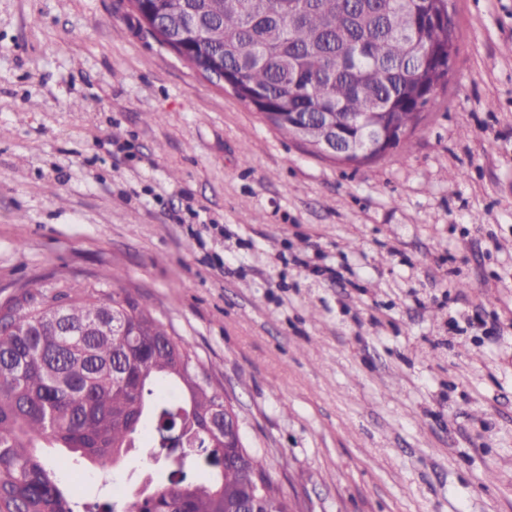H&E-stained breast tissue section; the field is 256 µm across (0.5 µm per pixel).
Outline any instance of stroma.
<instances>
[{
	"instance_id": "stroma-1",
	"label": "stroma",
	"mask_w": 512,
	"mask_h": 512,
	"mask_svg": "<svg viewBox=\"0 0 512 512\" xmlns=\"http://www.w3.org/2000/svg\"><path fill=\"white\" fill-rule=\"evenodd\" d=\"M449 11L415 130L345 162L129 0H0V302L112 272L216 366L290 512H512V0ZM168 461L65 481L120 503Z\"/></svg>"
}]
</instances>
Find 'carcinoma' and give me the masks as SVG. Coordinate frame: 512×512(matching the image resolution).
<instances>
[{"mask_svg":"<svg viewBox=\"0 0 512 512\" xmlns=\"http://www.w3.org/2000/svg\"><path fill=\"white\" fill-rule=\"evenodd\" d=\"M138 20L195 15L202 39L181 54L205 69L220 60L228 86L278 130L300 137L290 112H334L345 132L372 139L363 121L415 122L419 99L448 76L455 49L448 0H130ZM31 284L0 303V512H115L65 488L82 462L116 468L166 424L195 448L224 452L196 432L224 406L192 344L147 303L100 283ZM48 448H63L58 456ZM128 498L129 512H230L268 480L247 448L203 480L182 473Z\"/></svg>","mask_w":512,"mask_h":512,"instance_id":"cac0c4a2","label":"carcinoma"}]
</instances>
